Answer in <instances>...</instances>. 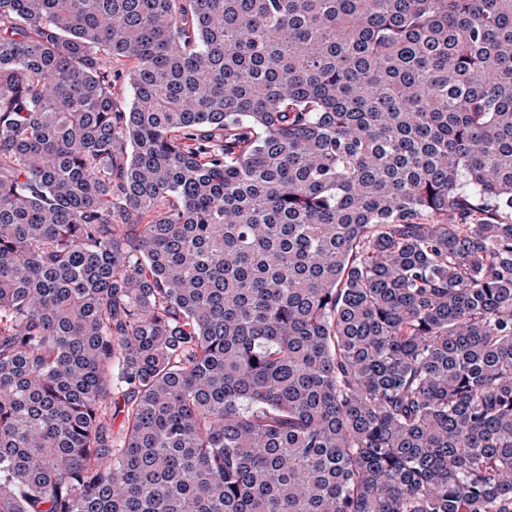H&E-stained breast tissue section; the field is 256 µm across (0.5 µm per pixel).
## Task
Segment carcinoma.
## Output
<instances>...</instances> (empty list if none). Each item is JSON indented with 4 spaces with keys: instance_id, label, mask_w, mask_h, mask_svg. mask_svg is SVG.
I'll use <instances>...</instances> for the list:
<instances>
[{
    "instance_id": "1",
    "label": "carcinoma",
    "mask_w": 512,
    "mask_h": 512,
    "mask_svg": "<svg viewBox=\"0 0 512 512\" xmlns=\"http://www.w3.org/2000/svg\"><path fill=\"white\" fill-rule=\"evenodd\" d=\"M0 512H512V0H0Z\"/></svg>"
}]
</instances>
